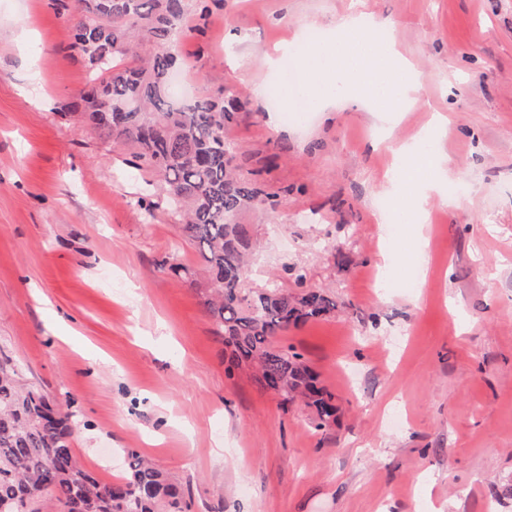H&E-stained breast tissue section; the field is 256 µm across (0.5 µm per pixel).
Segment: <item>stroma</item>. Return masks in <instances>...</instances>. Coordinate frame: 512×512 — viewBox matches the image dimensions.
<instances>
[{
	"mask_svg": "<svg viewBox=\"0 0 512 512\" xmlns=\"http://www.w3.org/2000/svg\"><path fill=\"white\" fill-rule=\"evenodd\" d=\"M355 10L412 64L414 103L378 119L338 95L270 126L275 49ZM76 23L0 0V357L72 415L84 463L107 482L136 450L184 512H512V0H224L176 48L194 96L242 103L225 131L240 172L279 193L239 217L262 243L247 290H296L301 269L336 302L277 339L334 394L323 431L250 370L225 374L201 290L169 270L202 259L163 181L68 113ZM427 138L464 179L384 247L375 202L402 181L383 144ZM421 241L416 286L374 279Z\"/></svg>",
	"mask_w": 512,
	"mask_h": 512,
	"instance_id": "stroma-1",
	"label": "stroma"
}]
</instances>
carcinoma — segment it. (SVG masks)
I'll use <instances>...</instances> for the list:
<instances>
[{
	"label": "carcinoma",
	"mask_w": 512,
	"mask_h": 512,
	"mask_svg": "<svg viewBox=\"0 0 512 512\" xmlns=\"http://www.w3.org/2000/svg\"><path fill=\"white\" fill-rule=\"evenodd\" d=\"M64 14H79L72 48L89 73L79 104L105 137L133 149L135 166L160 175L171 213L200 251L214 297L207 310L215 335L230 348L227 374L255 364L258 385L282 399L300 397L320 431L336 423L334 396L297 352L276 345L291 326L331 314L336 302L320 291L293 294L279 285L243 288L257 241L237 215L278 193L237 173L224 123L241 103L204 98L176 106L169 78L177 68L170 50L185 32L187 0H56ZM125 105L109 119L105 103ZM73 422L41 392L20 384L10 360H0V506L7 512H182L184 493L134 450L124 474L101 481L72 448Z\"/></svg>",
	"instance_id": "1"
}]
</instances>
